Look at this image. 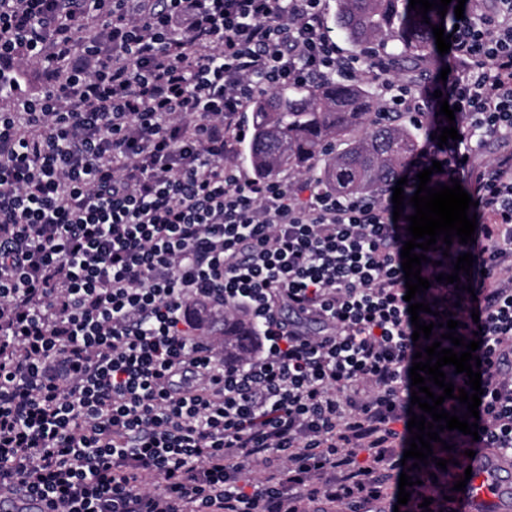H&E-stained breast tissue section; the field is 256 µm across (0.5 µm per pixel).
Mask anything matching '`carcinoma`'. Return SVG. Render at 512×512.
Instances as JSON below:
<instances>
[{
  "label": "carcinoma",
  "instance_id": "carcinoma-1",
  "mask_svg": "<svg viewBox=\"0 0 512 512\" xmlns=\"http://www.w3.org/2000/svg\"><path fill=\"white\" fill-rule=\"evenodd\" d=\"M429 22L409 8V0H336L334 22L356 50L392 42L396 69L415 74L433 61L432 26L447 23L437 10ZM365 85L329 80L308 88L282 86L251 106L246 160L259 179L284 168L308 171L341 194L376 197L406 175L424 144L420 133L397 119L385 120ZM344 141L336 152L333 140ZM257 334L241 313L224 315V356H234L240 332Z\"/></svg>",
  "mask_w": 512,
  "mask_h": 512
}]
</instances>
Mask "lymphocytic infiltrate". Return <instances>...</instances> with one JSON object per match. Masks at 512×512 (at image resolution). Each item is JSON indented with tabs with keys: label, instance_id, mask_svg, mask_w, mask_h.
<instances>
[{
	"label": "lymphocytic infiltrate",
	"instance_id": "lymphocytic-infiltrate-1",
	"mask_svg": "<svg viewBox=\"0 0 512 512\" xmlns=\"http://www.w3.org/2000/svg\"><path fill=\"white\" fill-rule=\"evenodd\" d=\"M450 42L446 80L421 87L382 51L343 54L323 0H0V97L15 101L0 112V494L50 512H367L388 498L413 356L442 334L412 337L408 223L231 160L259 94L338 76L441 128L439 99L455 106L442 169L478 203L480 249L428 251L420 315L452 312L481 340L478 434L441 432L399 512L426 498L442 512L436 459L476 444L512 459V150L474 162L512 137V0H466ZM467 252L471 291L438 282ZM228 306L260 329L231 360L185 327L190 310Z\"/></svg>",
	"mask_w": 512,
	"mask_h": 512
}]
</instances>
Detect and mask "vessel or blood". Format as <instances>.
Instances as JSON below:
<instances>
[{"label": "vessel or blood", "instance_id": "obj_1", "mask_svg": "<svg viewBox=\"0 0 512 512\" xmlns=\"http://www.w3.org/2000/svg\"><path fill=\"white\" fill-rule=\"evenodd\" d=\"M459 466L471 468L472 476L459 499L449 502L450 512H512L511 464L479 448ZM0 512H48V507L33 497H1Z\"/></svg>", "mask_w": 512, "mask_h": 512}]
</instances>
